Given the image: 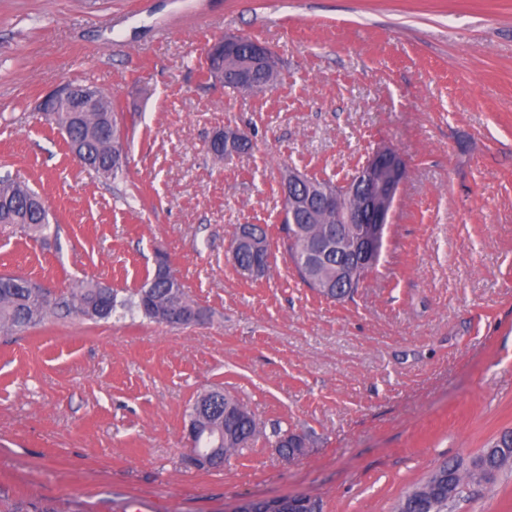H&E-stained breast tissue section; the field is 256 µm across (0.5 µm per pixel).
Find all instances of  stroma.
Segmentation results:
<instances>
[{
  "instance_id": "stroma-1",
  "label": "stroma",
  "mask_w": 512,
  "mask_h": 512,
  "mask_svg": "<svg viewBox=\"0 0 512 512\" xmlns=\"http://www.w3.org/2000/svg\"><path fill=\"white\" fill-rule=\"evenodd\" d=\"M227 34L268 45L281 84L242 96L206 79ZM64 80L111 91L120 179L100 181L39 114ZM227 126L253 147L220 161L209 141ZM382 146L407 179L378 272L324 299L281 246L279 171L342 181ZM4 176L41 195L50 226L0 224V273L125 295L162 250L212 316L0 332V512H233L296 495L393 512L512 427V0H0ZM242 224L268 233L262 279L227 251ZM215 386L310 448L287 460L261 437L222 470L186 467L185 409ZM448 512H512V470Z\"/></svg>"
}]
</instances>
